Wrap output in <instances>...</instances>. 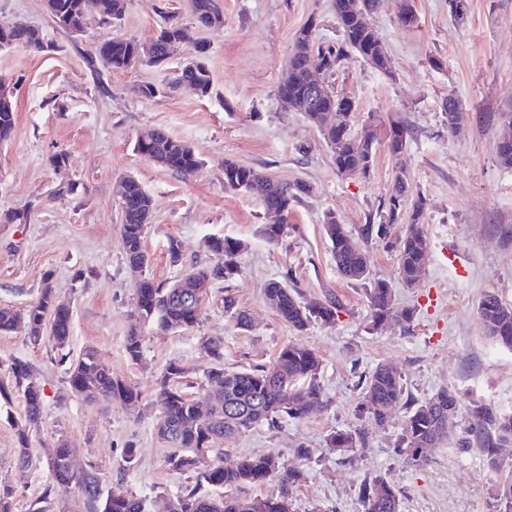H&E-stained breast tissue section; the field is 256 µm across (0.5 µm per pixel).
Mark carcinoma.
I'll return each instance as SVG.
<instances>
[{
  "instance_id": "obj_1",
  "label": "carcinoma",
  "mask_w": 512,
  "mask_h": 512,
  "mask_svg": "<svg viewBox=\"0 0 512 512\" xmlns=\"http://www.w3.org/2000/svg\"><path fill=\"white\" fill-rule=\"evenodd\" d=\"M380 0H333V16L339 38L334 44L317 40L315 27L301 28L294 39L276 88L279 102L287 112H301L320 131L330 149L336 171L340 175L366 177L370 174L376 156L378 134L352 131L350 120L337 127L327 120L329 111L349 104L352 100L337 95L325 85L318 89L309 82V69L314 67L332 75L355 56L373 69L389 75L390 59L377 30L371 23ZM45 9L53 21L69 33L81 30L86 16L94 12L103 20H119L124 0H44ZM192 19L201 28L211 29L224 23L218 0H189ZM0 39L14 46L40 52L44 49L40 33L30 27L0 28ZM183 29L178 23L160 28L146 43L132 39L109 37L96 43L97 58L112 70H125L140 62L150 66L166 63L182 48ZM195 55L177 71L173 85H189L201 96L212 89L210 70L205 62L207 46L199 44ZM444 114L448 116V131H455L462 111L459 99L448 96L443 100ZM487 123L500 122L511 129L496 144L499 163L512 167V106L506 112H490ZM16 113L10 97L0 95V142L11 138ZM385 141L389 151L403 153L413 129L403 118L388 119ZM135 149L144 157L182 176L198 173L203 161L192 147L175 140L162 131L151 134L146 141H137ZM224 188L257 196L264 214L275 218L261 225L266 241L275 244L288 230L285 217L294 205L309 195L312 188L304 182L275 183L260 170L224 160ZM425 199L413 195L406 174L399 173L392 191L383 200L378 211V223H369L361 229L366 238L391 241L392 230L398 224L406 231L397 241V279L406 287L416 285L423 273L426 242L422 235L421 219ZM152 199L138 180L129 176L124 180L122 200V241L126 261L132 271L140 274L136 289L137 319L142 324L156 326L162 332L188 329L198 323L202 300L185 298L190 293L186 284L202 276L207 282L230 279L238 268L237 259L242 242L231 237H213L207 249L216 258L213 265L193 264L180 279L168 288H159L145 276L148 255L143 248L145 226L149 223ZM324 231L330 243L337 271L351 284L365 286V294L372 327L396 315L404 322L413 312L395 313V292L391 282L371 277L370 254L356 245L347 225L329 212L324 217ZM267 304L281 320L295 330L303 331L311 323L335 321L340 303L335 298L304 303L298 291L286 282L272 280L265 290ZM224 311L239 327L249 326L248 313L240 309L235 299L224 297ZM54 313L52 339L64 348L71 334L72 316L59 307L55 290L45 283L40 297L29 308L17 311L0 308V332H9L18 324L27 326L30 342L38 345L43 340L45 317ZM478 315L485 335L497 344L512 348V305L502 301L493 292L486 293L478 304ZM201 348L211 359L206 380L211 387L208 413H198L197 402L189 398L179 386L184 368L171 363L160 381L157 401L161 411L156 419L158 438L169 448L167 465L173 471L195 474L196 481L185 486L170 504V512H289L290 490L306 479V469L290 466L279 457L266 454L244 456L236 466H224V439L241 434L257 426L273 425L284 417L303 419L314 409L324 405L317 374L320 359L308 348L288 345L283 347L272 366L261 369L228 370L224 368V341L219 336H205ZM11 385L0 384V400L8 403L12 392L22 394L25 401L24 418L17 423L20 447L17 450V469L25 472L30 463L29 432L37 426L45 405V397L30 366L20 360L9 365ZM68 384L73 394L88 404L120 400L125 404L138 403L140 394L131 385L114 376L93 348L85 350L77 362L68 368ZM363 407L371 424L385 426L390 413L400 407L406 410L404 434L399 439L397 456L418 465L428 461V453L448 435L457 424L459 400L455 390L442 388L433 396L415 399L407 393L403 376L392 366L381 363L361 382ZM476 423L471 427L480 442L488 465L498 471L512 470V462L500 456L499 449L512 444V413H500L487 405L474 410ZM367 431H338L329 439V447L340 452L356 453L358 440ZM210 454L217 456L211 467L200 468V459ZM58 464L51 470L54 481H66L78 486L82 512H148L142 499L133 494L103 496L96 473L78 466L69 449L58 448ZM275 483V490L266 495H254L250 490L266 483ZM491 512H512V479H506L491 490ZM358 500L362 512H402L400 491L382 474L368 472L358 486Z\"/></svg>"
}]
</instances>
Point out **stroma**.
<instances>
[{"label":"stroma","instance_id":"1","mask_svg":"<svg viewBox=\"0 0 512 512\" xmlns=\"http://www.w3.org/2000/svg\"><path fill=\"white\" fill-rule=\"evenodd\" d=\"M405 1L417 17L410 27L397 22ZM220 6L223 27L206 30L193 23L186 0H126L120 21L90 16L83 35L75 37L53 22L44 0H0V26L25 24L45 43L39 53L21 46L0 49V86L11 93L16 112L11 139L0 143V215H28L21 223L0 222V307L27 308L48 283L72 309L64 350L49 341L31 344L23 327L0 333V382H9L7 366L18 359L29 364L45 393L42 421L29 433L31 465L23 473L15 467L16 423L25 403L18 395L0 402V485L13 489L12 512H30L46 490L47 512L78 504L77 488L53 484L48 469L47 457L60 442L77 465L98 473L103 494L133 493L146 500L149 512H164L166 502L195 477L166 463L168 449L154 430L158 381L170 363H179L186 369L183 391L205 401V336L223 337L228 369L271 366L289 344L310 348L321 360L324 407L224 443L228 467L267 453L291 465L303 463L307 478L291 492L292 512H361L356 487L368 471L382 472L400 488L402 512H489V491L499 475L485 465L469 425L477 405L512 411V349L486 337L477 311L488 291L512 304V168L497 161L499 130L484 121L485 114L512 104V0H468L461 24L451 18L448 0H381L372 24L391 58V75L353 58L323 78L354 101V132L372 115L399 116L413 128L404 153L396 156L379 145L365 178L339 175L320 131L303 113L283 111L275 96L302 27L315 24L320 41H336L331 0H220ZM168 17L183 25L187 45L206 44L209 96L172 87L184 53L161 67L138 64L119 71L96 58L100 37L146 42ZM147 84L159 87L160 95L142 97L138 89ZM450 95L465 107L462 130L454 136L441 107ZM153 130L188 143L204 162L199 173L185 178L138 153L136 141ZM58 154L67 159L61 175L52 164ZM228 159L279 183L312 186L289 214L290 229L279 243L261 235L256 197L225 190ZM401 172L427 200L426 271L411 288L396 282V248L361 233ZM129 176L153 200L144 246L147 273L157 285L172 284L185 265L214 263L205 247L210 237L244 243L236 274L212 283L194 327L162 333L137 323L118 196ZM63 177L76 183V193L57 194ZM329 211L369 251L372 277L394 282L396 307L414 311L410 322L371 327L362 286L348 283L333 263L323 229ZM172 237L182 246L177 266L166 255ZM288 276L302 301L338 299L336 321H316L300 332L280 320L263 291ZM228 294L247 311L248 328L237 327L225 313ZM135 326L143 341L134 360L125 340ZM89 347L139 392L137 406L91 405L71 393L68 365ZM381 362L402 373L417 399L446 386L460 398L456 427L425 466L394 453L406 425L400 408L384 428H370L353 463H343L328 446L331 434L370 427L360 383ZM129 448L136 460L127 469L123 456ZM304 449L305 460L299 457Z\"/></svg>","mask_w":512,"mask_h":512}]
</instances>
